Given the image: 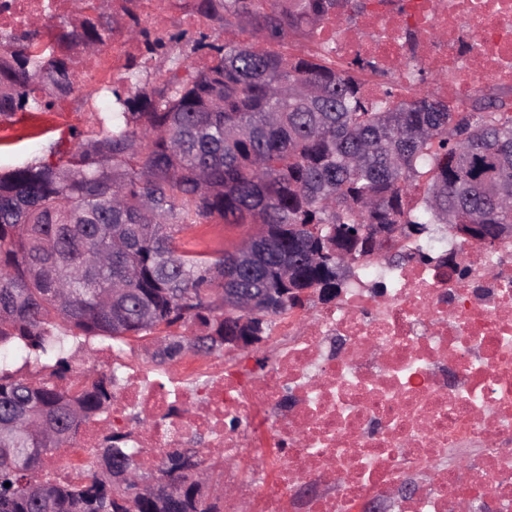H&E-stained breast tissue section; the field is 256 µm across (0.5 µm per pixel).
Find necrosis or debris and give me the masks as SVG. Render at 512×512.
Returning <instances> with one entry per match:
<instances>
[{
	"label": "necrosis or debris",
	"mask_w": 512,
	"mask_h": 512,
	"mask_svg": "<svg viewBox=\"0 0 512 512\" xmlns=\"http://www.w3.org/2000/svg\"><path fill=\"white\" fill-rule=\"evenodd\" d=\"M69 4L0 0V33ZM467 38L476 46L460 52ZM315 45L338 63L359 55L397 72L401 96L410 66H424L458 105L474 75L512 85V0H376L360 28L324 24ZM146 58L116 29L109 52L82 67L105 85ZM287 331L257 375L216 373L191 354L161 380L122 365L106 413L48 458L46 473L84 479L107 430L126 434L155 471L202 434L222 451L224 512H355L369 497L383 512H512V241L485 250L445 237L422 261L360 266L336 304ZM463 448L474 456L449 471L448 455ZM248 449L255 481L236 467Z\"/></svg>",
	"instance_id": "obj_1"
}]
</instances>
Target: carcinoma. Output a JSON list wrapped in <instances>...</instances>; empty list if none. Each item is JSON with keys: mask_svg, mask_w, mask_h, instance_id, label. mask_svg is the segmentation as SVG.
Wrapping results in <instances>:
<instances>
[{"mask_svg": "<svg viewBox=\"0 0 512 512\" xmlns=\"http://www.w3.org/2000/svg\"><path fill=\"white\" fill-rule=\"evenodd\" d=\"M366 0H195L197 14L230 27L249 17L262 37L307 35L336 7ZM84 18L43 44L38 31L0 39V117L43 111V87L73 90L55 48L103 43ZM125 35L150 39L136 16ZM211 66L192 72L179 55L158 71L152 94L112 92L110 127L77 149L0 173V346L20 344L40 382L0 365V512H219L199 448L169 453L155 492L112 433L94 449L102 467L85 482L40 475L44 457L68 444L112 397L92 367L70 372L65 345L80 336L117 343L152 336L163 364L189 350L223 347L226 288H334L336 267L363 258L375 226L465 224L484 240L512 225V105L479 88L468 107L436 96L368 97L356 72L318 53L286 60L252 44L207 43ZM217 217L258 224L237 252H199L178 234ZM179 325L187 335L169 333ZM10 486H5V483Z\"/></svg>", "mask_w": 512, "mask_h": 512, "instance_id": "1", "label": "carcinoma"}]
</instances>
